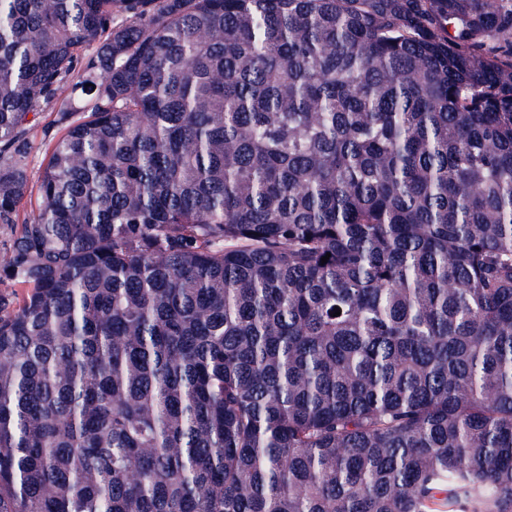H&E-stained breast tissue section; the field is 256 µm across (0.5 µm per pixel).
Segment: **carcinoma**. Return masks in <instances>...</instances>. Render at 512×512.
<instances>
[{
    "mask_svg": "<svg viewBox=\"0 0 512 512\" xmlns=\"http://www.w3.org/2000/svg\"><path fill=\"white\" fill-rule=\"evenodd\" d=\"M0 232V512H512V0H0ZM55 115L56 112L53 106H41L36 112H31L28 116V136L33 144L30 177L36 175L41 162L46 157V143L59 131V127L54 122Z\"/></svg>",
    "mask_w": 512,
    "mask_h": 512,
    "instance_id": "carcinoma-1",
    "label": "carcinoma"
}]
</instances>
